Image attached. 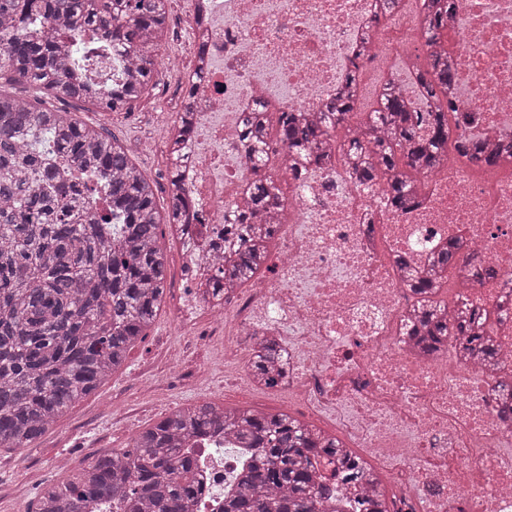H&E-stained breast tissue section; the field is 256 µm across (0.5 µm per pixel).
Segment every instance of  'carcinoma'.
Segmentation results:
<instances>
[{"mask_svg": "<svg viewBox=\"0 0 512 512\" xmlns=\"http://www.w3.org/2000/svg\"><path fill=\"white\" fill-rule=\"evenodd\" d=\"M453 0H418L417 30L430 44L448 23ZM397 0H379L377 24L363 36L371 52ZM169 0H0V79L35 89L31 99L0 92V448L28 449L79 399L121 368L148 336L166 298L168 265L161 224H180L186 199L177 178L180 138L190 130V106L173 124L168 175L170 209L162 218L154 184L124 145L103 126H88L45 100H78L103 112H129L152 87L167 27ZM117 52L127 77L100 78L99 58ZM412 62L427 112L392 83L357 127V68L347 89L324 110L262 108L243 122L250 160L259 168L280 146L293 164L318 163L336 140L351 182L376 188L396 210L428 188L427 174L458 156L486 169V154L456 134L451 99L455 74L448 57ZM428 134H418L421 127ZM247 212L224 229L233 259L217 269L212 288L242 287L267 267L276 225L252 216L285 207L273 175L247 187ZM463 257L450 243L434 270L407 272L415 302L404 326L424 354L448 338L477 363L500 372L497 390L512 413V370L495 360L491 332L512 310L469 301L465 284L453 303L440 298L448 273ZM285 367L275 336L261 338L249 368L270 386ZM240 440L250 461L239 469L222 512H319L328 502L355 512H391L383 476L341 439L285 414L210 402L177 406L136 432L127 447L104 453L65 480L44 487L33 512H97L108 500L121 512H190L199 487L196 457L187 443L218 432ZM334 467L328 478L321 465ZM358 490L353 496L347 487Z\"/></svg>", "mask_w": 512, "mask_h": 512, "instance_id": "carcinoma-1", "label": "carcinoma"}]
</instances>
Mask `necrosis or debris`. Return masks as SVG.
<instances>
[{"instance_id":"necrosis-or-debris-1","label":"necrosis or debris","mask_w":512,"mask_h":512,"mask_svg":"<svg viewBox=\"0 0 512 512\" xmlns=\"http://www.w3.org/2000/svg\"><path fill=\"white\" fill-rule=\"evenodd\" d=\"M415 0H401L361 68L362 84L393 82L419 95L407 63L425 50L414 38ZM376 0H201L185 16L204 40L206 65L193 89V125L180 144L179 178L191 205L188 254L180 266L170 376L202 388L246 372L262 336L288 353L274 397L323 422L393 479L394 512H512V419L496 396L497 374L456 355L423 357L403 334L413 297L397 256L430 268L459 241L470 267L512 277V170L478 177V164L449 161L430 191L395 211L377 190L351 185L335 159L288 172V212L272 215L279 247L249 286L217 298L209 256L231 224L243 189L259 172L242 123L263 106L316 112L336 98ZM435 49L456 69L459 130L473 142L512 141V0H455ZM203 475L197 512H220L243 451L224 437L191 445Z\"/></svg>"}]
</instances>
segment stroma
<instances>
[{
  "instance_id": "stroma-1",
  "label": "stroma",
  "mask_w": 512,
  "mask_h": 512,
  "mask_svg": "<svg viewBox=\"0 0 512 512\" xmlns=\"http://www.w3.org/2000/svg\"><path fill=\"white\" fill-rule=\"evenodd\" d=\"M189 48L190 34L182 21L180 0H171L167 37L155 63L154 87L132 111L106 117L94 106L82 102L56 105L57 110L72 113L86 124L105 125L127 147L136 164L154 178L156 204L162 212L169 205L168 154L142 148L141 141L165 116L177 112L181 83L189 73L184 62ZM176 301L175 287H168L166 303L155 326L145 341L133 349L127 364L70 408L34 448L0 449V512H26L38 490L65 479L70 471L87 466L102 453L126 447L135 430L161 418L175 405L203 400L239 405L235 393L218 389L193 391L179 378L171 380L168 399L159 403L149 401L138 388L136 377L141 367H151L155 375H162L165 365L161 344L173 346L181 342L172 326ZM139 405L145 411L132 426L113 421V412Z\"/></svg>"
}]
</instances>
